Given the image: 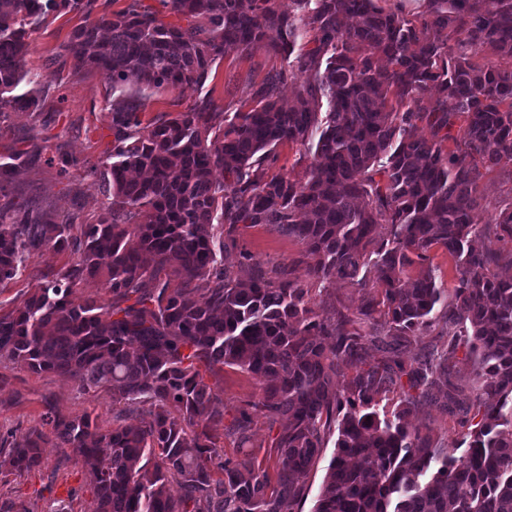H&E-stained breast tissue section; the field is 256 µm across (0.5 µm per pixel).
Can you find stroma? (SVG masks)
<instances>
[{"mask_svg":"<svg viewBox=\"0 0 512 512\" xmlns=\"http://www.w3.org/2000/svg\"><path fill=\"white\" fill-rule=\"evenodd\" d=\"M79 18L72 13L48 17L45 25L28 39L26 65L41 74L42 110L17 111L0 123V156L23 152L22 165L13 179L10 199L15 203L53 212L55 217L77 216L79 223L95 222L105 198L92 170L100 166L112 149L109 112L112 94L98 74L75 76L61 54ZM284 65L281 56L259 48L243 55L225 51L207 80L149 97L140 118L144 125L176 116L196 106L210 105L220 111H248L251 91ZM484 207L478 215L491 223L500 205L512 201V161L504 160L483 172ZM69 255L33 254L24 275L0 288V309L11 310L36 288L48 269H61ZM267 268L287 266L300 280H308L311 263L303 246L287 234L259 225L238 228L234 245L224 250V267L231 276L244 278L250 264ZM204 380L214 390V405L232 423L240 407L258 392L257 381L238 368L217 365L204 369ZM81 415H95L101 428L112 425V395L108 392L80 393L74 380L54 373L33 374L0 365V431L25 432L41 425L48 406ZM411 425L430 429L446 447L460 446L474 419L472 413L449 412L444 401L422 399L407 417ZM282 424H268L255 417L251 425L258 446L255 470L277 478L280 452L273 441ZM61 449L47 446L42 470L30 472L8 484H0V496L14 500L27 512H49L54 501L69 500L73 512H94L95 494L81 468H58Z\"/></svg>","mask_w":512,"mask_h":512,"instance_id":"1","label":"stroma"}]
</instances>
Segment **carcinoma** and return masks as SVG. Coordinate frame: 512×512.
I'll list each match as a JSON object with an SVG mask.
<instances>
[{
    "instance_id": "1",
    "label": "carcinoma",
    "mask_w": 512,
    "mask_h": 512,
    "mask_svg": "<svg viewBox=\"0 0 512 512\" xmlns=\"http://www.w3.org/2000/svg\"><path fill=\"white\" fill-rule=\"evenodd\" d=\"M161 2L187 26L164 22L142 0L98 17L94 0H0V122L10 109L40 108L41 78L24 68L29 33L53 12L75 13L82 21L63 55L73 72L108 80L113 135L95 223L0 205V284L35 253L75 256L0 314V365L111 392L112 429L51 405L50 432H0V477L42 468L52 441L65 449L62 464L83 469L95 512H280L304 497L298 477L334 436L313 512H512V277L496 270L512 264L496 248L512 241V203L494 223H477L479 165L512 160V68L497 64L512 60V0H422L412 18L382 0H294L288 15L278 0ZM300 39L313 47L296 55ZM258 47L286 67L253 90L249 111L202 106L141 126L143 99L203 83L226 48ZM299 73L305 80L283 102L279 84ZM23 82L32 88L19 93ZM433 86V104L420 106ZM420 122L434 139L419 135ZM447 140L456 145L448 153ZM283 144L305 149L298 178L269 174ZM20 160L0 158L4 198ZM240 224L296 239L313 260L310 277L350 284L361 305H317L281 266L227 276L224 234ZM434 246L455 260L451 302L430 266L402 279ZM88 280L103 281L112 302H75ZM439 321L448 350L405 360L402 347ZM383 336L392 338L383 370L357 373L343 396L337 373ZM460 347L474 366L468 395L451 379ZM199 364L234 366L259 383L232 424L235 460L216 445L224 413ZM404 375L450 411L476 408L481 421L464 454L408 426L405 408H374L373 396ZM259 413L272 425L288 421L275 439L273 492L252 468L249 428ZM130 414L138 424H126Z\"/></svg>"
}]
</instances>
